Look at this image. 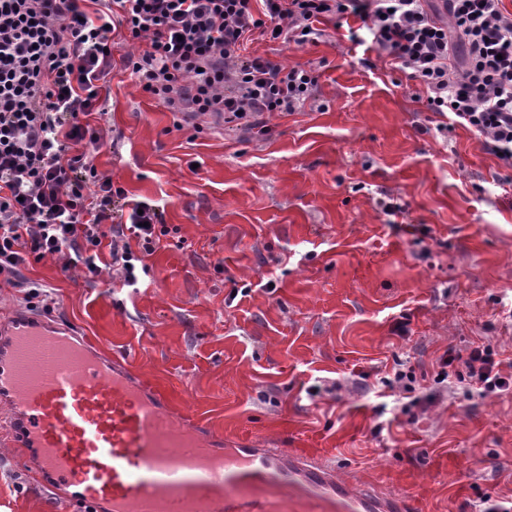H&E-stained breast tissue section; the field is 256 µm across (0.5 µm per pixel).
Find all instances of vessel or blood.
I'll return each mask as SVG.
<instances>
[{"label": "vessel or blood", "mask_w": 512, "mask_h": 512, "mask_svg": "<svg viewBox=\"0 0 512 512\" xmlns=\"http://www.w3.org/2000/svg\"><path fill=\"white\" fill-rule=\"evenodd\" d=\"M0 434L75 501L106 512H425L360 472L338 477L305 434L275 448L207 431L171 384L135 374L66 327L0 318Z\"/></svg>", "instance_id": "obj_1"}]
</instances>
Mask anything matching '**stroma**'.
Listing matches in <instances>:
<instances>
[{"label":"stroma","instance_id":"stroma-1","mask_svg":"<svg viewBox=\"0 0 512 512\" xmlns=\"http://www.w3.org/2000/svg\"><path fill=\"white\" fill-rule=\"evenodd\" d=\"M248 52L318 74L314 98L269 116L264 139L183 124L111 71L96 109L117 144L95 164L164 207L173 232L136 291L108 270L91 282L30 263L24 275L61 297L36 316L173 380L226 437L298 428L339 475L415 483L426 512L512 498V395L464 399L456 376L434 394L451 347L488 344L512 377V169L414 101L407 73L347 27L304 46L256 33ZM398 358L424 400L409 415L383 383ZM0 457V512H80L39 481L36 457L5 439Z\"/></svg>","mask_w":512,"mask_h":512}]
</instances>
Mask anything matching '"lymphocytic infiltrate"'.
Returning <instances> with one entry per match:
<instances>
[{"mask_svg":"<svg viewBox=\"0 0 512 512\" xmlns=\"http://www.w3.org/2000/svg\"><path fill=\"white\" fill-rule=\"evenodd\" d=\"M0 0V278L16 284L27 259L61 260L63 271L94 278L112 269L138 288L140 271L169 227L164 210L129 199L99 173L95 158L113 141L90 120L100 83L121 65L144 93L196 117L264 138L267 114L290 115L312 99L313 68L246 55L253 33L303 46L329 16L351 15L352 41L370 40L419 82L416 100L453 113L485 148L512 167V12L502 0ZM138 52L114 57L118 30ZM463 362L464 398L512 388L495 352L446 350L440 375Z\"/></svg>","mask_w":512,"mask_h":512,"instance_id":"obj_1","label":"lymphocytic infiltrate"}]
</instances>
